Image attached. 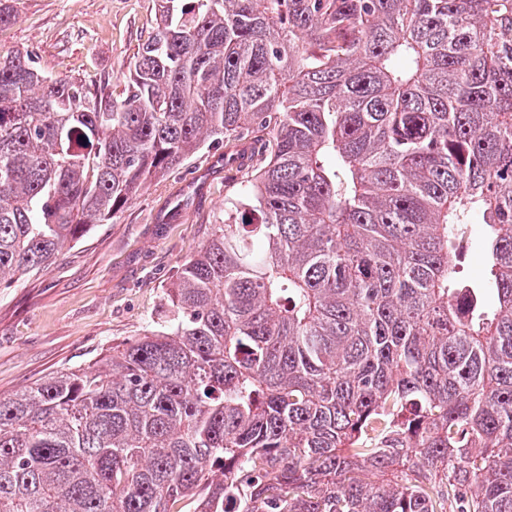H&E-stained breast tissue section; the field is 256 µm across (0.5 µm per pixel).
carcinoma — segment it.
<instances>
[{
    "mask_svg": "<svg viewBox=\"0 0 512 512\" xmlns=\"http://www.w3.org/2000/svg\"><path fill=\"white\" fill-rule=\"evenodd\" d=\"M156 22L121 99L0 59L1 284L208 141L241 173L158 327L0 396V512H512V0ZM467 237V246L470 254L472 255V259L463 264V268L460 269L461 273L459 276L468 283L481 282L485 286L492 280L489 274V269L487 266H479L476 263L477 257L483 255L485 251L484 230L481 228L480 224H472L468 228Z\"/></svg>",
    "mask_w": 512,
    "mask_h": 512,
    "instance_id": "obj_1",
    "label": "carcinoma"
}]
</instances>
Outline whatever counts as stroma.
<instances>
[{
    "label": "stroma",
    "mask_w": 512,
    "mask_h": 512,
    "mask_svg": "<svg viewBox=\"0 0 512 512\" xmlns=\"http://www.w3.org/2000/svg\"><path fill=\"white\" fill-rule=\"evenodd\" d=\"M0 56H31L44 76L121 97L124 76L155 30L157 0H9ZM222 149L147 181L109 223L92 224L48 270L0 288V395L75 371L154 327L183 262L236 196Z\"/></svg>",
    "instance_id": "obj_1"
}]
</instances>
